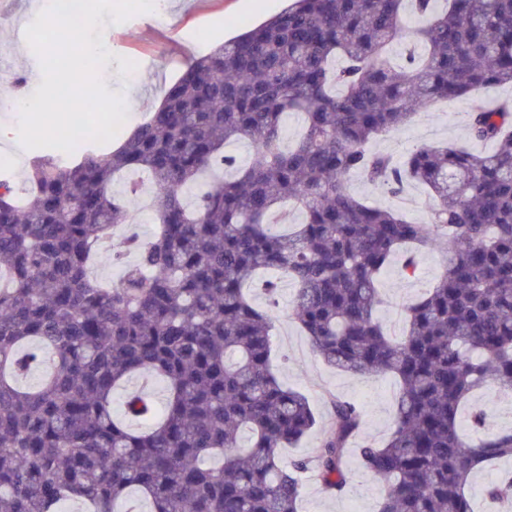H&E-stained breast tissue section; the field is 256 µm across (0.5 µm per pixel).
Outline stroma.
<instances>
[{
	"label": "stroma",
	"mask_w": 512,
	"mask_h": 512,
	"mask_svg": "<svg viewBox=\"0 0 512 512\" xmlns=\"http://www.w3.org/2000/svg\"><path fill=\"white\" fill-rule=\"evenodd\" d=\"M283 5L284 0H155L154 11L120 24L113 23L109 12H102L100 20L110 38L111 56L99 74L108 91L123 93L130 87L136 90L134 98L128 101L126 120L115 136L116 141H123L129 130L158 106L164 90L191 59L264 22ZM37 14L32 0H11L9 13L0 16V47L6 49L5 54H0V102L33 97L42 80L40 59L25 37ZM124 57L137 65L128 76L120 71V60ZM488 98L512 100V86L476 91L469 101L433 103L400 131L372 139L368 148L398 160L405 159L420 145L462 146L482 154L493 152L494 143L472 141L466 129V113L472 101ZM19 120V113L0 112V125L11 128L9 137L0 139V154L6 152L12 157L10 163L0 166V173L15 174L16 187L22 192L27 187L28 163L33 152L19 143L14 131ZM350 187L368 204L398 210L418 224L427 221L433 204L427 190L415 183L408 184L397 196L388 195L360 177L353 178ZM446 251L447 245L442 241L422 249L414 278L402 275V258L398 255L382 273L379 286L385 303L380 318L389 333H401L404 306L422 296L441 276ZM276 280L279 309L272 336L274 375L284 386L308 398L319 421H327L332 415L329 395L355 403L361 410L362 423L351 448H359L366 440H385L393 430L398 379L390 373L349 375L326 363L292 318L293 284L282 273L277 274ZM347 465L349 479L341 494L325 493L314 480H305L302 512H377L380 481L361 469L357 456H349Z\"/></svg>",
	"instance_id": "1"
}]
</instances>
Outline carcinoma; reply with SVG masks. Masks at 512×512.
<instances>
[{
    "mask_svg": "<svg viewBox=\"0 0 512 512\" xmlns=\"http://www.w3.org/2000/svg\"><path fill=\"white\" fill-rule=\"evenodd\" d=\"M411 2L413 29L403 0H293L192 60L116 149L32 157L26 196L0 179V512H115L133 489L150 512H300L304 474L341 492L361 413L330 397L314 454L282 462L318 420L270 369L278 284L265 309L245 293L261 270L292 280L294 319L327 363L399 380L392 433L359 448L382 483L377 512H473L474 469L512 458V431L474 441L459 426L485 383L512 395V102L467 112L491 154L422 145L398 162L368 144L432 101L512 85V0ZM292 113L303 134L285 147ZM241 141L255 148L245 165L226 151ZM122 173L148 177L157 229L114 250L110 230L130 223ZM355 175L393 195L425 186L427 223L365 204ZM289 202L303 214L290 232ZM442 238V275L390 335L384 268ZM102 258L123 264L118 283L91 275ZM46 354L48 376L20 388ZM142 373L167 394L135 430L153 403L130 392L118 418L112 395ZM484 495L512 506V473Z\"/></svg>",
    "mask_w": 512,
    "mask_h": 512,
    "instance_id": "1",
    "label": "carcinoma"
}]
</instances>
